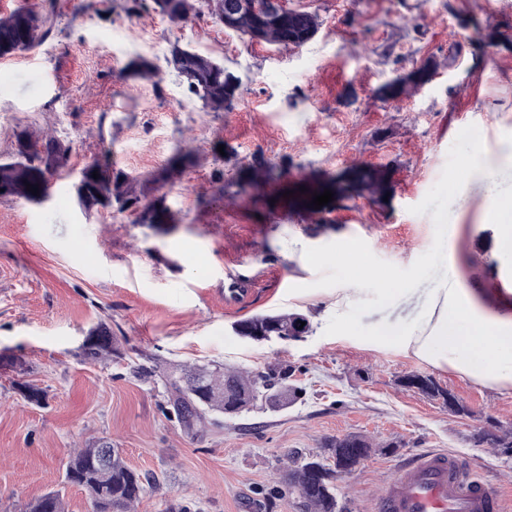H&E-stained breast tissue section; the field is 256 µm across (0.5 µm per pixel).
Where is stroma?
I'll return each mask as SVG.
<instances>
[{
    "label": "stroma",
    "mask_w": 512,
    "mask_h": 512,
    "mask_svg": "<svg viewBox=\"0 0 512 512\" xmlns=\"http://www.w3.org/2000/svg\"><path fill=\"white\" fill-rule=\"evenodd\" d=\"M317 14L316 36L285 49L253 45L209 16L175 26L130 15L124 0H58L52 36L0 60V159L15 129L71 143L70 175L32 205L0 199V512L61 491L67 512L86 494L65 481L73 451L100 438L144 477L136 512H304L284 480L290 459L319 453L349 433L396 444L336 482L340 512H378L386 478L406 455L445 450L512 500V463L480 437L512 425V391L483 386L377 341V328L412 324L430 288L455 266L488 309L503 302L492 280L512 264L492 257L494 230L473 164L488 160L512 184V46L477 48L489 32L512 33V0H290ZM224 64L240 80L233 111H204L165 67L170 43ZM136 54L162 67L161 88L125 78ZM434 58L443 68L394 107L373 97L384 81ZM131 175L163 167L176 146L193 149L167 202L181 222L161 234L106 211L84 212L74 174L101 146ZM256 153L286 162L292 178L386 167L392 190L378 205L350 201L313 229L301 214L265 210L225 188ZM460 233L449 243L444 224ZM300 243L309 262L289 253ZM415 279L417 294L387 303L372 291L337 319L325 310L358 267ZM300 311L312 331L256 343L234 323ZM106 321L115 352L85 360L91 327ZM163 362L221 364L249 372L284 369L295 401L212 414L185 426L161 382L136 374ZM418 373L465 405L400 386ZM25 384L45 390L34 404Z\"/></svg>",
    "instance_id": "1"
}]
</instances>
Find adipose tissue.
Listing matches in <instances>:
<instances>
[{"instance_id":"obj_1","label":"adipose tissue","mask_w":512,"mask_h":512,"mask_svg":"<svg viewBox=\"0 0 512 512\" xmlns=\"http://www.w3.org/2000/svg\"><path fill=\"white\" fill-rule=\"evenodd\" d=\"M481 174L487 217L496 226L495 255L512 261V195L500 189L493 166H484ZM378 339L434 367L499 391L512 390V314L486 309L462 287L455 270L433 289L414 324L379 332Z\"/></svg>"}]
</instances>
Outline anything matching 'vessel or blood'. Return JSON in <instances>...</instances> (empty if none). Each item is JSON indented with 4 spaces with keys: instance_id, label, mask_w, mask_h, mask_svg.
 Instances as JSON below:
<instances>
[{
    "instance_id": "1",
    "label": "vessel or blood",
    "mask_w": 512,
    "mask_h": 512,
    "mask_svg": "<svg viewBox=\"0 0 512 512\" xmlns=\"http://www.w3.org/2000/svg\"><path fill=\"white\" fill-rule=\"evenodd\" d=\"M383 512H512L489 484L472 476L458 458L441 450L397 464L381 495Z\"/></svg>"
}]
</instances>
